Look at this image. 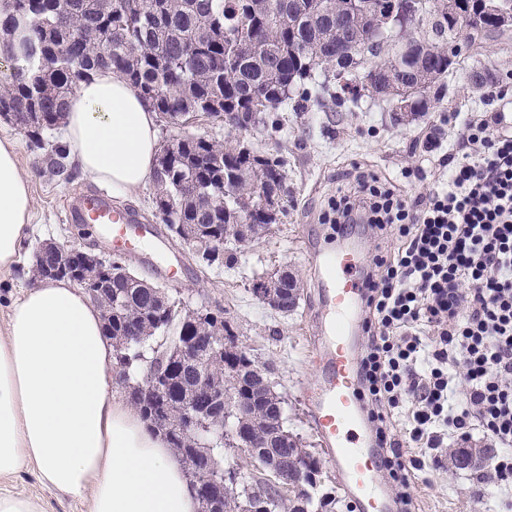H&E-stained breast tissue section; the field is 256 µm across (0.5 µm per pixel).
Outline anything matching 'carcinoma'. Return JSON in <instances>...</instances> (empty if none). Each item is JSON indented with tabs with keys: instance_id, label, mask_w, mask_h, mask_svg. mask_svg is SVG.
Returning a JSON list of instances; mask_svg holds the SVG:
<instances>
[{
	"instance_id": "1",
	"label": "carcinoma",
	"mask_w": 512,
	"mask_h": 512,
	"mask_svg": "<svg viewBox=\"0 0 512 512\" xmlns=\"http://www.w3.org/2000/svg\"><path fill=\"white\" fill-rule=\"evenodd\" d=\"M28 8L14 17L13 0L7 2L3 23L18 21L32 44L16 62L12 81L0 91V114L14 104L38 107L43 122L25 131L39 149L50 147V170L60 173L69 153L48 132L62 119L70 96L94 72L110 68L123 76L158 114L159 122L179 124L190 111L247 112L252 98L269 96V111L292 103L296 108L329 90L336 107L356 104L384 93L383 81L392 82L422 113L452 94L461 53L448 61L453 33L448 26L447 0H415L418 19L406 31L387 29L373 35L357 22L356 10L384 18L398 7L397 0H156L152 13L139 9L137 0H67L71 28L55 25L59 0H27ZM477 0H464L468 25L477 30L479 43L506 34L482 13ZM109 39L101 48L87 36L89 27ZM173 159L166 170H155V213L167 230L174 224H201L204 235L225 242L220 265L231 268L237 247L265 231L276 219L256 204L248 235L234 230L239 213L250 205L254 187L285 190V161L262 154L240 140L225 143L186 136L172 139ZM237 186V194L225 185ZM50 258H35L30 280L65 279L49 274ZM277 279V293L290 300L286 307L260 292L265 280ZM112 291L92 299L100 306L105 335L112 338L119 381L128 388L131 403L153 430L163 434L183 463L193 465L190 480L196 488L200 512H280L268 482L252 484L234 468H224V448H245L264 471L297 478V466L316 475L320 460L302 448L297 437L280 423L284 399L249 352L207 353L185 367L180 347L199 336H213L211 311L201 306L181 308L182 302L166 288L150 286L130 268L112 267ZM300 283L286 270H275L254 284L253 294L271 309L286 313L295 308ZM122 300L112 307V298ZM137 340L124 345L130 329ZM165 375L164 394L141 389L143 369ZM201 377L224 388V407L209 414L213 431L196 436L184 433L180 410L165 409L178 401ZM324 497L313 487L299 486L290 512H328Z\"/></svg>"
}]
</instances>
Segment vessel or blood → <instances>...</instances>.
I'll list each match as a JSON object with an SVG mask.
<instances>
[{"mask_svg":"<svg viewBox=\"0 0 512 512\" xmlns=\"http://www.w3.org/2000/svg\"><path fill=\"white\" fill-rule=\"evenodd\" d=\"M76 218L111 225L112 241L118 247L152 232L151 226L114 210L103 194L83 197ZM306 249L318 273L321 300L312 321V341L322 370L308 395L310 417L343 490L357 500L361 512H391L388 491L380 483V460L362 429L357 395L355 347L365 313L364 253L343 236L324 250H317L311 242Z\"/></svg>","mask_w":512,"mask_h":512,"instance_id":"1","label":"vessel or blood"}]
</instances>
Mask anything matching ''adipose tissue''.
<instances>
[{"label":"adipose tissue","mask_w":512,"mask_h":512,"mask_svg":"<svg viewBox=\"0 0 512 512\" xmlns=\"http://www.w3.org/2000/svg\"><path fill=\"white\" fill-rule=\"evenodd\" d=\"M81 172L129 193L153 177L156 114L108 69L81 83L63 120ZM28 176L0 141V274L17 262L30 219ZM102 312L67 279L38 280L0 330V478L34 469L38 482L91 512H197L185 468L167 441L113 387Z\"/></svg>","instance_id":"adipose-tissue-1"}]
</instances>
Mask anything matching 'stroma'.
Instances as JSON below:
<instances>
[{"label": "stroma", "mask_w": 512, "mask_h": 512, "mask_svg": "<svg viewBox=\"0 0 512 512\" xmlns=\"http://www.w3.org/2000/svg\"><path fill=\"white\" fill-rule=\"evenodd\" d=\"M456 112H499L512 123V91L490 102L483 90L461 78L454 85L452 101L434 105L429 112L401 124L392 120L384 102L369 98L361 99L349 112L336 111L330 98L324 97L308 102L301 110L290 107L270 113L268 124L240 132L239 137L286 160L288 200L277 224L259 239L241 246L234 268H201L191 258L188 246L171 236L165 243L178 259L173 278L157 274L162 258L153 241L128 252L131 267L140 278L176 292L187 308H223L239 344L259 364L269 366L268 377L285 401L289 430L322 461L323 475L316 493L334 499L333 512H358V504L338 485L335 467L308 413L307 394L320 372L307 340L319 294L302 237L313 236L324 245L331 241L332 229L323 223L322 215L333 196L353 186L357 172H374L398 184L410 198L424 192L427 184L403 180V170L421 166L435 176L446 177L448 156L459 151V129L448 121ZM429 135L438 141L431 152L423 145ZM4 137L15 141L19 166L30 178L32 211L21 261L9 275L0 276V326L11 302L30 284L27 271L35 248L42 242L67 244L77 240L99 251L112 248L111 241L95 226L72 224L65 218L66 203L78 191L96 187L75 161H68L61 173H49L45 151L31 148L18 128L0 119V139ZM279 268L292 270L301 279V300L287 314L272 311L251 293L260 277ZM487 467L482 461L462 469L447 460L427 481L416 484L413 494L418 512H492L493 501L475 499ZM0 492L40 498L47 512H89L88 500L57 495L42 487L30 470L0 479Z\"/></svg>", "instance_id": "1"}]
</instances>
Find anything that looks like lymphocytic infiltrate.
Returning a JSON list of instances; mask_svg holds the SVG:
<instances>
[{
	"label": "lymphocytic infiltrate",
	"mask_w": 512,
	"mask_h": 512,
	"mask_svg": "<svg viewBox=\"0 0 512 512\" xmlns=\"http://www.w3.org/2000/svg\"><path fill=\"white\" fill-rule=\"evenodd\" d=\"M460 128L447 183L409 199L360 174L330 203L336 233L364 224L377 241L358 376L400 512H414L411 485L442 468L443 445L477 432L485 481L512 512V127L476 112Z\"/></svg>",
	"instance_id": "1"
}]
</instances>
